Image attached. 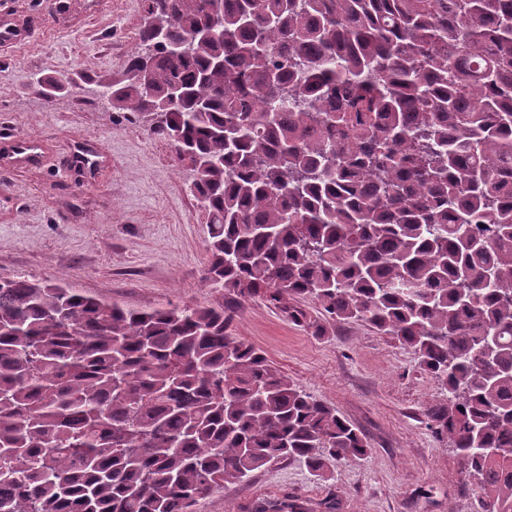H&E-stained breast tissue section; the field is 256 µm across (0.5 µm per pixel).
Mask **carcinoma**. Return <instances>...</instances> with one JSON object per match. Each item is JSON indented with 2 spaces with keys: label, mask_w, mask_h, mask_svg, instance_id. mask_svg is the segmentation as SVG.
I'll list each match as a JSON object with an SVG mask.
<instances>
[{
  "label": "carcinoma",
  "mask_w": 512,
  "mask_h": 512,
  "mask_svg": "<svg viewBox=\"0 0 512 512\" xmlns=\"http://www.w3.org/2000/svg\"><path fill=\"white\" fill-rule=\"evenodd\" d=\"M145 12L102 97L191 168L205 284L411 349L446 393L427 426L477 512H512V0ZM232 320L223 302L139 310L0 280V512H197L279 458L320 474L366 457Z\"/></svg>",
  "instance_id": "cac0c4a2"
}]
</instances>
